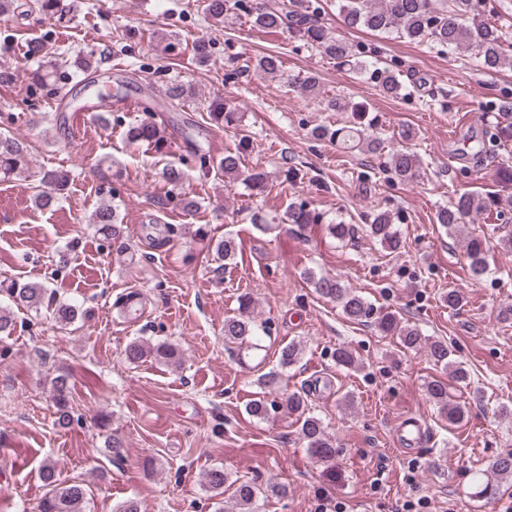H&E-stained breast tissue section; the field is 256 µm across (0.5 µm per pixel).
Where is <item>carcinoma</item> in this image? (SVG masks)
<instances>
[{"label": "carcinoma", "instance_id": "carcinoma-1", "mask_svg": "<svg viewBox=\"0 0 512 512\" xmlns=\"http://www.w3.org/2000/svg\"><path fill=\"white\" fill-rule=\"evenodd\" d=\"M39 11L62 22L68 20L71 7L67 0H37ZM339 12L345 24L350 28L367 29L374 32H396L400 37L410 41L430 42L449 53L464 50L472 55L487 71L512 67V54L504 47V42L496 26L479 21L475 17L473 0H338ZM203 11L208 18L220 24L242 15L249 17L254 27L262 30L288 27L296 30L307 43L317 47L320 52L338 68L360 75L378 87L387 97L398 98L403 95L406 85L394 71L379 67L366 58L365 52L356 49L346 39L332 36L326 32L318 19V7L311 0H289L283 7H267L255 0H204ZM27 54L37 60L38 65L32 69L28 78L33 85H47L57 81L56 64L48 61L49 50L46 44L34 41L27 44ZM78 71L82 88L88 89L98 83L96 72L98 66L91 55H77L71 62ZM255 72L274 77L282 76V59L279 53L272 52L255 57L252 62ZM168 104L179 107L188 98L195 95L194 89L180 81L173 80L165 91ZM145 118L132 125L126 132L131 144L146 145L156 150L165 143L162 126L155 118V108L140 105ZM329 111L346 110L354 113V122L345 127L331 129L317 125L309 131V136L317 141H330L347 149L357 148L371 154L387 153L388 164L393 174L404 182H413L420 177L423 161L411 147L416 138L413 128L407 126L398 132L397 146L385 150V142L372 133L373 122H365L366 108L359 104L345 103L338 99L326 102ZM209 117L215 126H227L237 129L238 144L234 149L224 152V157L212 160L201 155V162L208 169H217L224 173L228 183H242L257 191L267 187L266 173L255 166L242 168L241 155L246 150L250 135L242 125L244 113L224 110V103L214 100L209 105ZM31 177L27 149L23 142L11 133L0 131V177ZM69 175L62 171H44L40 173L39 184L34 186L33 200L40 208L52 206L59 191L68 183ZM167 186V198L171 199L183 189L184 173L175 165L167 166L163 171ZM498 204L493 195L478 192H463L457 195L449 205L436 212V223L455 235L477 214L492 210ZM284 217L287 223L317 224L321 215L307 209L304 204L295 202L288 205ZM118 206L103 205L91 215L90 223L95 232L105 240L120 243V248L129 249V245L120 241L118 230ZM399 217L388 213L376 214L368 225L370 236L391 250L401 248V235L396 227ZM216 259L230 265L237 257V245L233 238L224 237L214 247ZM468 270L475 279H481L490 273L487 249L482 240L473 237L467 243ZM304 278L315 288L321 297L338 303L344 315L358 323H370L385 336L396 335L403 346L413 350L421 345V333L418 329L402 324L394 315H379L373 305L356 291L346 287L340 279L317 273L311 269L304 271ZM6 302H0V335L10 336L17 327L18 313L37 311L51 299V291L43 282H29L19 286L1 288ZM250 297L240 298L238 312L224 318V343L237 348L260 344V332L264 327L250 317ZM79 308L71 303L62 302L54 305L52 320L54 325L65 328L75 322ZM302 348L295 342L281 347L278 364L287 368L295 364ZM428 357L437 366L449 371L457 382L468 379V371L463 363L451 358L448 344L435 340L428 346ZM153 356L163 363L177 369L182 366V351L172 343L162 342L151 345L141 339L129 342L122 351V359L129 365H137L145 358ZM258 384L272 394L281 384V373L271 369L257 378ZM52 399L55 406L54 425L66 428L73 421L70 410L69 378L59 373L51 379ZM428 398L437 407L441 417L451 425L464 421L467 408L460 403H453L448 398V386L433 379L426 384ZM281 408L290 416H296L300 423V435L306 448L314 458L322 463H331L336 459L338 449L336 440L331 437L316 416L307 408V395L303 391H292L277 402L266 397L251 400L246 410L256 417H265L276 408ZM496 482H486L481 495L493 499L498 492L499 483L512 480V452L496 456L490 465ZM41 477L46 492L40 499L38 512H84L88 489L82 483L61 485L57 483L55 464L47 461L42 465ZM228 475L222 468H211L204 473V484L209 491L221 495ZM267 498V489L255 481H243L236 484L234 499L237 512H261L262 502Z\"/></svg>", "mask_w": 512, "mask_h": 512}]
</instances>
